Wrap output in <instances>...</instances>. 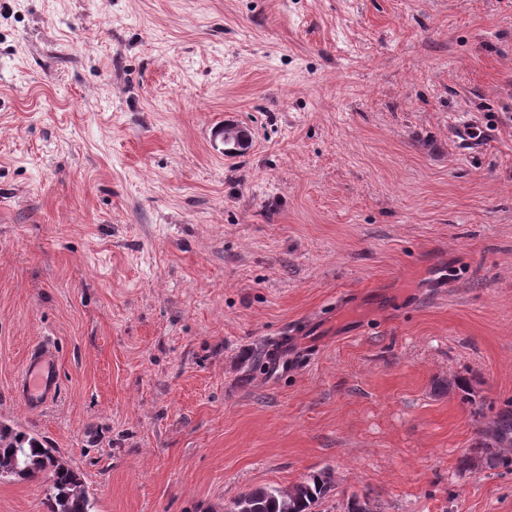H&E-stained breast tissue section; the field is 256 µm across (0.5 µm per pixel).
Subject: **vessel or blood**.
I'll use <instances>...</instances> for the list:
<instances>
[{"label":"vessel or blood","instance_id":"1","mask_svg":"<svg viewBox=\"0 0 512 512\" xmlns=\"http://www.w3.org/2000/svg\"><path fill=\"white\" fill-rule=\"evenodd\" d=\"M59 391L57 359L46 345L28 350L23 376L19 384V398L30 409L42 408L54 400Z\"/></svg>","mask_w":512,"mask_h":512}]
</instances>
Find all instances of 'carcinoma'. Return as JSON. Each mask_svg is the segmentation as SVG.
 Returning <instances> with one entry per match:
<instances>
[{
  "label": "carcinoma",
  "mask_w": 512,
  "mask_h": 512,
  "mask_svg": "<svg viewBox=\"0 0 512 512\" xmlns=\"http://www.w3.org/2000/svg\"><path fill=\"white\" fill-rule=\"evenodd\" d=\"M512 448V400L504 404L492 425L480 430L479 437L463 459L468 468L512 467V457L504 449ZM19 466L21 480L44 478L51 483L47 512H93V502L80 476L54 450L23 431L0 429V470ZM334 487L333 474L323 469L309 474L302 483L290 488L269 485L254 488L233 500L247 512H316Z\"/></svg>",
  "instance_id": "1"
}]
</instances>
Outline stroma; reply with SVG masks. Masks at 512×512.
<instances>
[{
	"mask_svg": "<svg viewBox=\"0 0 512 512\" xmlns=\"http://www.w3.org/2000/svg\"><path fill=\"white\" fill-rule=\"evenodd\" d=\"M510 399L512 0H0V426L95 512L323 468L319 512H512V470L458 465ZM217 136H220L221 142L224 145V155L232 156L244 151L250 142V136L244 129L227 125L222 127ZM59 391L57 359L48 345H36L28 350L23 376L19 384V399L29 409H40L54 400Z\"/></svg>",
	"mask_w": 512,
	"mask_h": 512,
	"instance_id": "obj_1",
	"label": "stroma"
}]
</instances>
